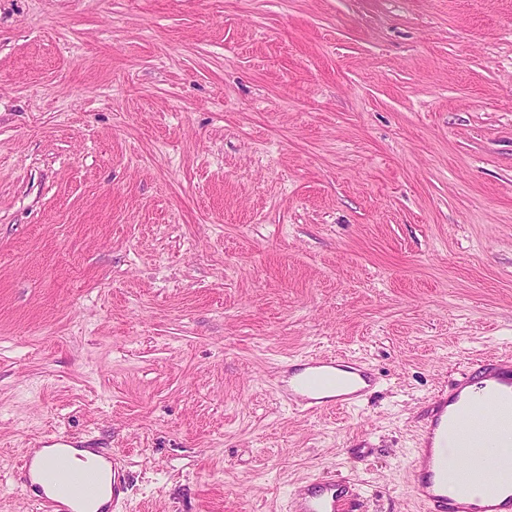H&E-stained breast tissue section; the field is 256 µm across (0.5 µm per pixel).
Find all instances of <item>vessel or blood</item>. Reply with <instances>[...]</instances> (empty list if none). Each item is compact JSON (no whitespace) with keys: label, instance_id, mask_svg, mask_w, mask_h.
<instances>
[{"label":"vessel or blood","instance_id":"b4317fda","mask_svg":"<svg viewBox=\"0 0 512 512\" xmlns=\"http://www.w3.org/2000/svg\"><path fill=\"white\" fill-rule=\"evenodd\" d=\"M306 380L289 384L287 395L314 412L326 406H352L368 389L373 372L362 361L319 357L306 360ZM512 432V367L477 361L465 382L436 395L416 437L411 468L413 490L424 512H512V482L480 484L475 474L449 469L451 460L482 449L490 452L498 434ZM62 483L77 494L94 491L92 469L65 466ZM296 512H348L344 488L308 483L295 491Z\"/></svg>","mask_w":512,"mask_h":512}]
</instances>
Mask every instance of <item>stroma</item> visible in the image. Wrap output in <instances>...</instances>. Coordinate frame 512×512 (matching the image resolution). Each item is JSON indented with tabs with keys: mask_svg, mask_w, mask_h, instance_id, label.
Wrapping results in <instances>:
<instances>
[{
	"mask_svg": "<svg viewBox=\"0 0 512 512\" xmlns=\"http://www.w3.org/2000/svg\"><path fill=\"white\" fill-rule=\"evenodd\" d=\"M321 354L359 403L281 395ZM478 359L512 362V0H0V512L57 434L125 512H423ZM345 489L334 483H308L297 487L296 512H349Z\"/></svg>",
	"mask_w": 512,
	"mask_h": 512,
	"instance_id": "stroma-1",
	"label": "stroma"
}]
</instances>
